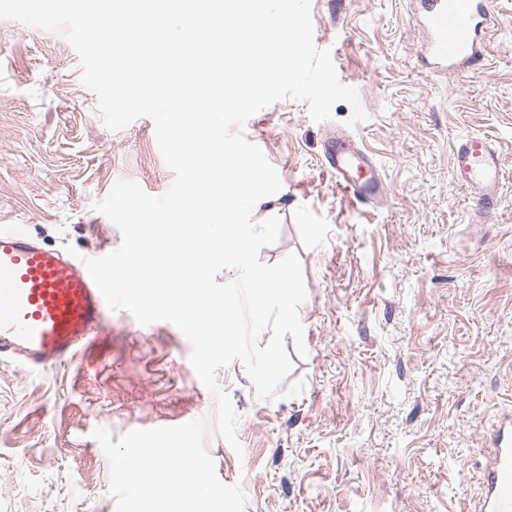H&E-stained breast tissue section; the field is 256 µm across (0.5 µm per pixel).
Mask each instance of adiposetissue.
<instances>
[{"instance_id":"ef3b65f1","label":"adipose tissue","mask_w":512,"mask_h":512,"mask_svg":"<svg viewBox=\"0 0 512 512\" xmlns=\"http://www.w3.org/2000/svg\"><path fill=\"white\" fill-rule=\"evenodd\" d=\"M178 468L154 467V451L123 462L130 486L149 512H212L215 491L201 489L196 475L202 466L193 449L175 452Z\"/></svg>"}]
</instances>
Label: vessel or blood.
<instances>
[{
    "mask_svg": "<svg viewBox=\"0 0 512 512\" xmlns=\"http://www.w3.org/2000/svg\"><path fill=\"white\" fill-rule=\"evenodd\" d=\"M422 45L443 70L471 66L479 35L497 23L493 0H420ZM325 164L356 199L375 196L372 157L355 148L330 149ZM457 180L484 208L501 199L500 157L483 137L469 136L454 153ZM107 304L84 263L38 245L20 228L0 226V358L46 369L73 358L103 326ZM481 512H512V422L492 438V455L479 492Z\"/></svg>",
    "mask_w": 512,
    "mask_h": 512,
    "instance_id": "vessel-or-blood-1",
    "label": "vessel or blood"
}]
</instances>
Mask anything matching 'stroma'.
<instances>
[{"label": "stroma", "instance_id": "obj_1", "mask_svg": "<svg viewBox=\"0 0 512 512\" xmlns=\"http://www.w3.org/2000/svg\"><path fill=\"white\" fill-rule=\"evenodd\" d=\"M494 7L502 24L478 62L445 73L420 55L413 0H311L315 44L367 120L347 126L339 102L317 123L285 99L243 127L282 180L253 209L254 222L281 221L259 259L293 253L303 268L306 355L285 341L303 392L262 399L241 362L220 369L234 451L186 336L106 311L95 345L61 365L0 359V512H143L114 491L116 459L194 418L199 481L223 493L214 512H480L489 436L512 417V0ZM336 131L373 157V199L327 169ZM469 135L500 155L495 208L453 175ZM116 180L153 196L171 186L153 121L108 129L74 48L0 19V225L103 257L122 236L93 204Z\"/></svg>", "mask_w": 512, "mask_h": 512}]
</instances>
